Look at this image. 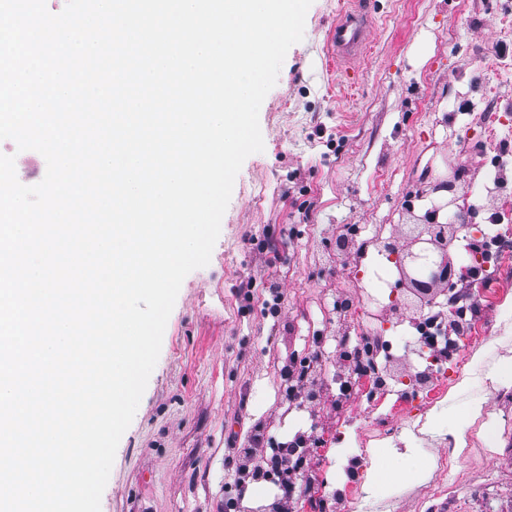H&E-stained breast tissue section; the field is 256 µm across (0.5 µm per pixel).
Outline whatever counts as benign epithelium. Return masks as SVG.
<instances>
[{
	"label": "benign epithelium",
	"mask_w": 512,
	"mask_h": 512,
	"mask_svg": "<svg viewBox=\"0 0 512 512\" xmlns=\"http://www.w3.org/2000/svg\"><path fill=\"white\" fill-rule=\"evenodd\" d=\"M454 239L453 225L432 221L405 246L385 244L398 264V284L422 307L432 301L438 288L450 289L464 276L452 250Z\"/></svg>",
	"instance_id": "1"
}]
</instances>
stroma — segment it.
Segmentation results:
<instances>
[{"label":"stroma","mask_w":512,"mask_h":512,"mask_svg":"<svg viewBox=\"0 0 512 512\" xmlns=\"http://www.w3.org/2000/svg\"><path fill=\"white\" fill-rule=\"evenodd\" d=\"M378 21L348 75L326 68L324 34L342 0H313L259 111L262 152L244 161L206 267L184 279L158 361L115 454L101 512H224L225 462L254 429L275 440L323 438L298 473L292 512H345L346 472L361 470L370 512H512V388L487 369L512 355V251L493 291L476 277L475 347L451 353L450 410L482 399L466 430L405 445L407 429L347 456L337 437L380 410L338 395L336 305L356 294L337 233L363 226L406 244L456 189L467 225L512 212L503 196L462 187L512 145V0H360ZM505 56L492 54L495 44ZM312 360L315 401H288L283 366ZM452 463L439 470L440 459ZM445 481L446 495L424 488Z\"/></svg>","instance_id":"35a3bbf8"}]
</instances>
